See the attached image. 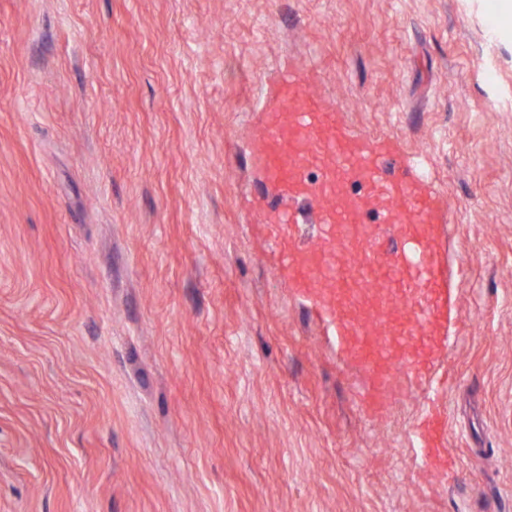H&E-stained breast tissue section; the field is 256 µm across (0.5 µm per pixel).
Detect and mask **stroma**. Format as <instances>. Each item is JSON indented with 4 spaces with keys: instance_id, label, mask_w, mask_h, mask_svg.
<instances>
[{
    "instance_id": "obj_1",
    "label": "stroma",
    "mask_w": 512,
    "mask_h": 512,
    "mask_svg": "<svg viewBox=\"0 0 512 512\" xmlns=\"http://www.w3.org/2000/svg\"><path fill=\"white\" fill-rule=\"evenodd\" d=\"M501 3L0 0V512H512ZM283 61L444 207L455 301L380 408L264 223Z\"/></svg>"
}]
</instances>
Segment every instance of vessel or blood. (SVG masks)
I'll return each mask as SVG.
<instances>
[{
	"mask_svg": "<svg viewBox=\"0 0 512 512\" xmlns=\"http://www.w3.org/2000/svg\"><path fill=\"white\" fill-rule=\"evenodd\" d=\"M261 108L266 122L255 144L267 182L278 195L317 207L322 226L319 246L300 247L286 239L296 213L277 214L281 266L291 287L314 293L320 315L365 362L372 399L382 405L393 392L392 371L416 370L431 359L447 305L445 265L433 242L444 219L437 196L422 180L392 175L390 141L350 133L335 107L310 90L306 74L280 70ZM352 241L363 254L350 266L341 251ZM331 282L351 292L382 284L402 307L362 317L350 300L320 295Z\"/></svg>",
	"mask_w": 512,
	"mask_h": 512,
	"instance_id": "obj_1",
	"label": "vessel or blood"
}]
</instances>
